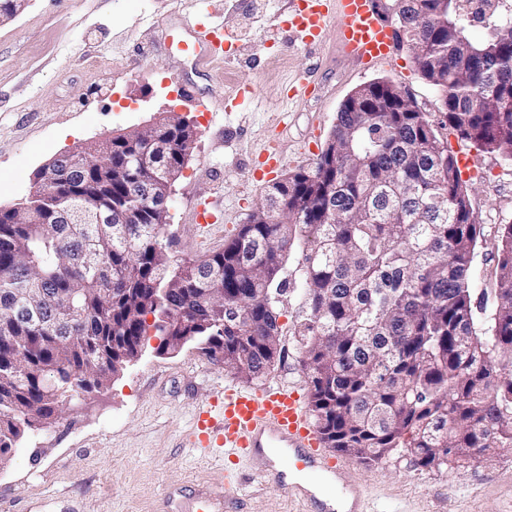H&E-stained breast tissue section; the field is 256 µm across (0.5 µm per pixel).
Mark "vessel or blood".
Listing matches in <instances>:
<instances>
[{"label": "vessel or blood", "instance_id": "obj_1", "mask_svg": "<svg viewBox=\"0 0 512 512\" xmlns=\"http://www.w3.org/2000/svg\"><path fill=\"white\" fill-rule=\"evenodd\" d=\"M332 25L344 53L363 64L387 61L397 41L374 0H295L285 31L289 41L316 49ZM189 29L199 61L216 59L223 26L198 21ZM189 444L224 469L223 482L193 485L191 512H239L243 472L252 462L259 464L262 482L304 502L309 512H369L364 487L343 480V464L323 448L302 395L288 383L217 390L196 408Z\"/></svg>", "mask_w": 512, "mask_h": 512}]
</instances>
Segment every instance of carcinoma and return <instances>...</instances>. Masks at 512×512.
Here are the masks:
<instances>
[{"instance_id":"1","label":"carcinoma","mask_w":512,"mask_h":512,"mask_svg":"<svg viewBox=\"0 0 512 512\" xmlns=\"http://www.w3.org/2000/svg\"><path fill=\"white\" fill-rule=\"evenodd\" d=\"M471 2L398 0L394 30L448 126L511 167L512 0ZM193 137L178 122L107 138L0 211V465L106 387L151 327L163 355L191 346L262 379L297 250L295 336L324 447L450 469L512 448V221L476 299L483 225L428 113L344 107L314 169L269 185L224 249L174 265L163 205Z\"/></svg>"}]
</instances>
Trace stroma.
Returning <instances> with one entry per match:
<instances>
[{
  "mask_svg": "<svg viewBox=\"0 0 512 512\" xmlns=\"http://www.w3.org/2000/svg\"><path fill=\"white\" fill-rule=\"evenodd\" d=\"M292 0H29L0 24V206L33 190L55 156L115 132L144 126L170 110L190 123L195 144L172 186L167 235L172 259L222 250L249 216L266 184L254 170L268 145L283 173L313 168L346 97L385 79L428 112L458 157L482 176L466 182L484 237L474 266L477 288L494 278L497 228L512 218V167L441 127L438 95L398 43L393 63L368 68L344 56L335 30L320 48L284 43ZM223 24L234 49L205 64L188 51V22ZM315 96L285 101L304 76ZM254 93L240 97L237 77ZM195 98H181L179 87ZM205 206L214 222L195 221ZM299 291L278 297L280 358L267 381L306 387L294 327ZM147 336L136 360L107 387L62 406L55 422L34 431L0 466V512H159L169 485L218 482L222 467L186 437L193 409L219 387L237 384L222 363L192 347L157 352ZM345 478L367 489L373 512H512V448L465 467L422 468L394 457L365 465L347 458ZM246 512H304L249 468Z\"/></svg>",
  "mask_w": 512,
  "mask_h": 512,
  "instance_id": "35a3bbf8",
  "label": "stroma"
}]
</instances>
